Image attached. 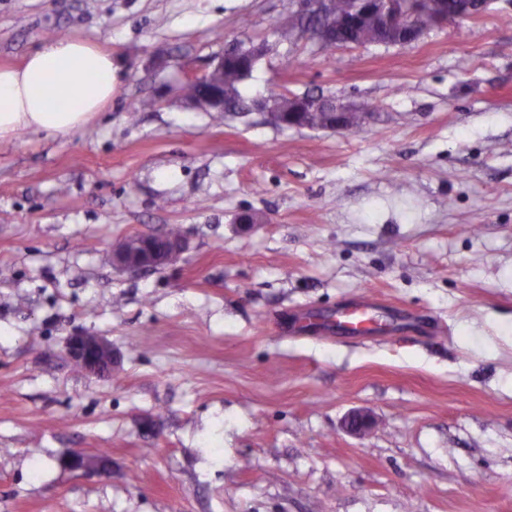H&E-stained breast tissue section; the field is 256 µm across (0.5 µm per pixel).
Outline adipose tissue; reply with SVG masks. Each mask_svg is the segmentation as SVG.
Returning <instances> with one entry per match:
<instances>
[{"label":"adipose tissue","instance_id":"adipose-tissue-1","mask_svg":"<svg viewBox=\"0 0 512 512\" xmlns=\"http://www.w3.org/2000/svg\"><path fill=\"white\" fill-rule=\"evenodd\" d=\"M112 55L79 36L56 38L17 67H0V142L25 130L65 136L112 98Z\"/></svg>","mask_w":512,"mask_h":512}]
</instances>
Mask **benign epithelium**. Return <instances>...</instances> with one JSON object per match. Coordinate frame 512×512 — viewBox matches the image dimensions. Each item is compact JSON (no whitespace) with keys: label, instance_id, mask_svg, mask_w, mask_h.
Masks as SVG:
<instances>
[{"label":"benign epithelium","instance_id":"benign-epithelium-1","mask_svg":"<svg viewBox=\"0 0 512 512\" xmlns=\"http://www.w3.org/2000/svg\"><path fill=\"white\" fill-rule=\"evenodd\" d=\"M429 0H357L355 21L371 20L386 32L408 26L416 36L434 26L449 20L472 19L484 7L481 0H460L452 12L432 13L428 10ZM192 109L203 105L211 110L222 112L225 109L224 92L216 90L204 102L198 104L192 99H185ZM309 111V98L295 96L290 98L288 115L276 118L284 127H305L306 112ZM351 109L336 105L331 118L326 122L330 130L348 128V116ZM184 237L166 239L160 235H134L125 238L112 251V264L125 271L136 272L168 262L169 252L183 253ZM66 354L71 361L83 366L85 372L101 375L112 370V343L103 336L76 333L66 343ZM347 429L357 435L367 432L372 425L371 415L366 411H354L346 420ZM67 465L75 470L93 471L100 476L110 474V465L96 457L89 456L81 450L72 453Z\"/></svg>","mask_w":512,"mask_h":512}]
</instances>
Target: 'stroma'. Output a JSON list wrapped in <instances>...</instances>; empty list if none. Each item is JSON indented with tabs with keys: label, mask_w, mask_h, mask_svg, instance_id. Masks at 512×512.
<instances>
[{
	"label": "stroma",
	"mask_w": 512,
	"mask_h": 512,
	"mask_svg": "<svg viewBox=\"0 0 512 512\" xmlns=\"http://www.w3.org/2000/svg\"><path fill=\"white\" fill-rule=\"evenodd\" d=\"M288 2L0 0V67L78 35L116 77L86 127L0 142V512H512V0L326 51L280 36ZM249 40L246 95L365 123L185 108ZM173 224L177 263L113 267ZM370 296L376 334L337 329ZM75 333L111 374L74 369ZM288 116L276 118L283 127H308L305 120L306 112L309 111V98L306 96L289 97ZM352 110L343 105H337L335 102V106L332 112H329L331 118L326 122V128L330 130H345L348 129V116L349 112ZM365 119L364 112H351L350 115V128H354L359 126ZM66 354L80 363L86 373L102 375L112 371V344L103 336L76 333L66 343ZM67 465L75 470L93 471L103 477L110 474L109 462L108 464L106 460L99 462L97 457L89 456L81 450L72 453Z\"/></svg>",
	"instance_id": "1"
}]
</instances>
